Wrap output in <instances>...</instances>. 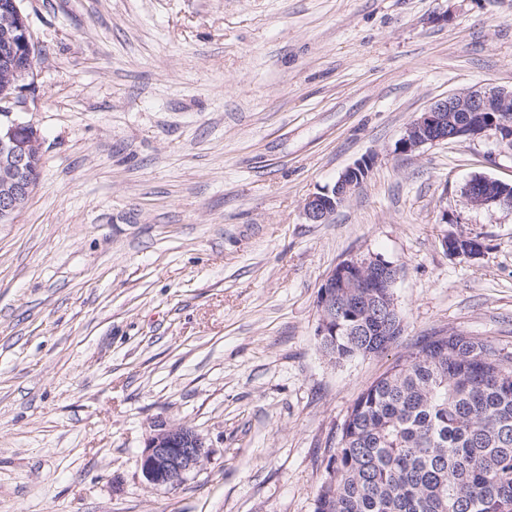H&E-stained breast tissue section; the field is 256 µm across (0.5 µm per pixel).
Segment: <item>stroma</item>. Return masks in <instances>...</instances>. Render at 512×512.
<instances>
[{
    "label": "stroma",
    "mask_w": 512,
    "mask_h": 512,
    "mask_svg": "<svg viewBox=\"0 0 512 512\" xmlns=\"http://www.w3.org/2000/svg\"><path fill=\"white\" fill-rule=\"evenodd\" d=\"M39 184L0 224V512H315L357 397L427 337L512 355V184L494 134L402 154L434 101L512 89V0H21ZM325 224L305 200L364 159ZM478 240L475 259L448 236ZM397 270L403 332L335 364L317 296ZM208 460L144 480L154 421ZM462 203L471 209L498 206L512 210V185L475 175L459 189Z\"/></svg>",
    "instance_id": "1"
}]
</instances>
